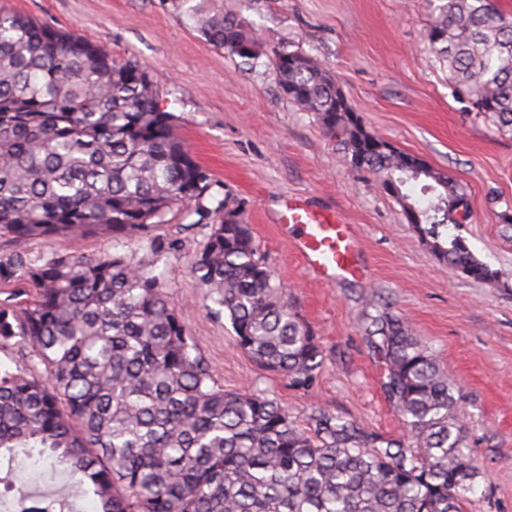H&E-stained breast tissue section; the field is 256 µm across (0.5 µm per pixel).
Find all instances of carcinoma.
<instances>
[{
	"mask_svg": "<svg viewBox=\"0 0 512 512\" xmlns=\"http://www.w3.org/2000/svg\"><path fill=\"white\" fill-rule=\"evenodd\" d=\"M429 43L472 110L512 130V17L496 0H438ZM210 44L248 61L256 32L224 8L195 9ZM273 55L282 94L313 114L347 161L411 218L436 258L500 284L460 225L467 194L449 174L374 151L381 137L349 106L313 55ZM160 105L138 60L0 10V238L112 237L97 259L69 253L0 257V285L32 288L0 301V349L31 368L0 367V461L31 448L65 466L98 512H461L479 468L465 439L463 394L411 326L372 302L363 331L382 358L385 393L406 434L378 435L322 409L313 433L274 399L217 387L182 313L153 270L122 251L177 208L209 228L192 261L224 309L238 346L262 368L304 385L323 362L316 337L283 299L249 225L210 208L211 182ZM426 181L424 208L404 188Z\"/></svg>",
	"mask_w": 512,
	"mask_h": 512,
	"instance_id": "obj_1",
	"label": "carcinoma"
}]
</instances>
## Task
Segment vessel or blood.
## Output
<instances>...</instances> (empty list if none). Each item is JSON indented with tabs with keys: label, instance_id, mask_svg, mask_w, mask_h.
I'll return each mask as SVG.
<instances>
[{
	"label": "vessel or blood",
	"instance_id": "vessel-or-blood-1",
	"mask_svg": "<svg viewBox=\"0 0 512 512\" xmlns=\"http://www.w3.org/2000/svg\"><path fill=\"white\" fill-rule=\"evenodd\" d=\"M278 229L317 280L333 284L363 276L355 227L339 212L291 199L280 213Z\"/></svg>",
	"mask_w": 512,
	"mask_h": 512
}]
</instances>
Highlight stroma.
Masks as SVG:
<instances>
[{"label":"stroma","mask_w":512,"mask_h":512,"mask_svg":"<svg viewBox=\"0 0 512 512\" xmlns=\"http://www.w3.org/2000/svg\"><path fill=\"white\" fill-rule=\"evenodd\" d=\"M223 3L268 51L289 42L316 56L380 137L457 178L469 201L460 233L498 272L499 285L439 261L375 177L352 168L315 118L283 96L269 55L251 64L205 42L192 10L206 0H0V9L103 46L115 60L141 63L214 182L207 206L223 202L249 224L287 302L321 347L323 365L308 385L260 368L191 272L206 228H183L181 212H172L151 231L174 244L161 261L147 240L129 248L137 261L154 264L217 385L276 399L303 429L320 408L381 434L402 433L382 387L383 364L362 331L369 303L385 300L465 397L466 442L480 477L462 512H512V133L497 131L455 95L428 42L432 0ZM290 194L339 210L357 226L369 277L326 286L307 273L276 228ZM17 250L96 258L111 253L112 239L0 238V256Z\"/></svg>","instance_id":"stroma-1"}]
</instances>
